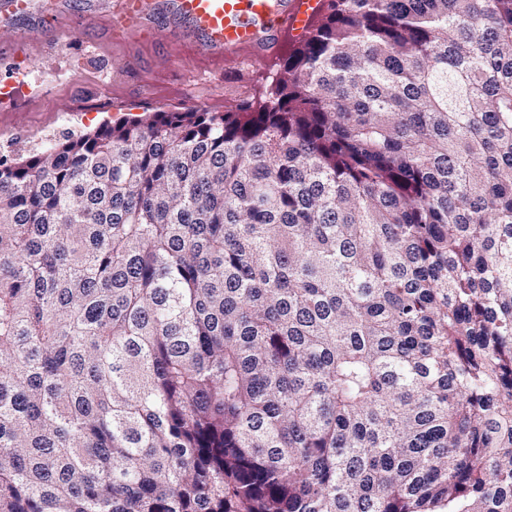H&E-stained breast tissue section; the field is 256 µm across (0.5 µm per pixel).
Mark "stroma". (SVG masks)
Here are the masks:
<instances>
[{
	"label": "stroma",
	"instance_id": "stroma-1",
	"mask_svg": "<svg viewBox=\"0 0 512 512\" xmlns=\"http://www.w3.org/2000/svg\"><path fill=\"white\" fill-rule=\"evenodd\" d=\"M111 2L72 0L69 9L40 22L0 24V48L27 71L26 86L10 105H0V159L122 117L160 109L222 112L238 99H259L290 44L307 33L305 25H289L274 50L241 51L219 62L164 31H113Z\"/></svg>",
	"mask_w": 512,
	"mask_h": 512
}]
</instances>
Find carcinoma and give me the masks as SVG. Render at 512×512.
Listing matches in <instances>:
<instances>
[{
    "label": "carcinoma",
    "instance_id": "1",
    "mask_svg": "<svg viewBox=\"0 0 512 512\" xmlns=\"http://www.w3.org/2000/svg\"><path fill=\"white\" fill-rule=\"evenodd\" d=\"M0 512H512V0L0 160Z\"/></svg>",
    "mask_w": 512,
    "mask_h": 512
}]
</instances>
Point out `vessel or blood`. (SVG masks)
<instances>
[{
    "mask_svg": "<svg viewBox=\"0 0 512 512\" xmlns=\"http://www.w3.org/2000/svg\"><path fill=\"white\" fill-rule=\"evenodd\" d=\"M52 5L53 0H0V21L26 19ZM308 6V0H113L110 22L152 31L159 17H167L173 34L220 60L256 48L284 25L299 22Z\"/></svg>",
    "mask_w": 512,
    "mask_h": 512,
    "instance_id": "b4317fda",
    "label": "vessel or blood"
}]
</instances>
